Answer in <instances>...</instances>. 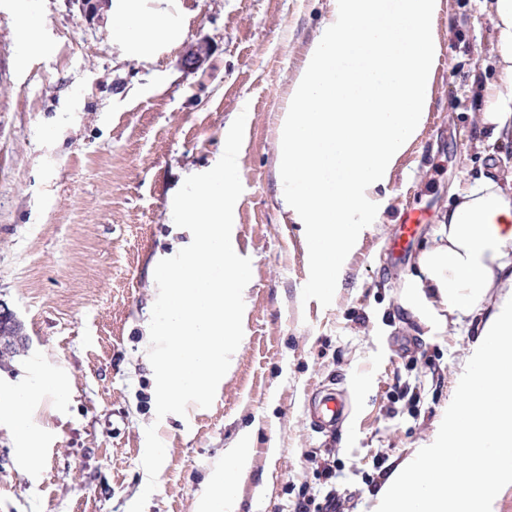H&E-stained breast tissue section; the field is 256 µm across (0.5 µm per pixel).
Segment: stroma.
Wrapping results in <instances>:
<instances>
[{"instance_id":"obj_1","label":"stroma","mask_w":512,"mask_h":512,"mask_svg":"<svg viewBox=\"0 0 512 512\" xmlns=\"http://www.w3.org/2000/svg\"><path fill=\"white\" fill-rule=\"evenodd\" d=\"M332 0H171L179 39L124 58L110 22L76 0H0V300L23 321L25 355L0 363V394L36 387L28 463L0 418V512H128L147 474L145 429L166 448L145 512H195L211 473L252 432L238 512H294L332 482L341 512H372L387 477L430 447L455 405L483 314L422 321L402 305L415 272L379 265L396 224L423 213L415 249L452 193L512 177V140L482 121L500 84L489 0H441L440 56L423 129L399 159L375 221L347 256L334 300L302 301L303 225L279 194L280 118ZM39 43L22 46V26ZM246 114L231 242L250 258L244 336L211 407L157 418L145 324L153 267L190 242L171 201L211 169ZM67 387L60 400L45 389ZM347 426L319 437L308 402L333 383ZM332 466L334 479L324 468Z\"/></svg>"}]
</instances>
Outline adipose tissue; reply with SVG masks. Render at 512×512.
<instances>
[{
	"label": "adipose tissue",
	"instance_id": "obj_1",
	"mask_svg": "<svg viewBox=\"0 0 512 512\" xmlns=\"http://www.w3.org/2000/svg\"><path fill=\"white\" fill-rule=\"evenodd\" d=\"M491 9L502 85L483 122L493 136H512V0H492ZM178 34L167 10H147L146 0H112V39L129 58L148 60ZM404 294L405 307L426 322L442 310L460 320L488 304L493 310L458 405L434 445L403 462L384 484L374 512H491L487 473L512 483V181L489 178L460 196L419 254ZM32 396L25 386L0 396V417L31 455L37 442L29 422ZM250 444L244 434L225 452L198 512H237Z\"/></svg>",
	"mask_w": 512,
	"mask_h": 512
}]
</instances>
